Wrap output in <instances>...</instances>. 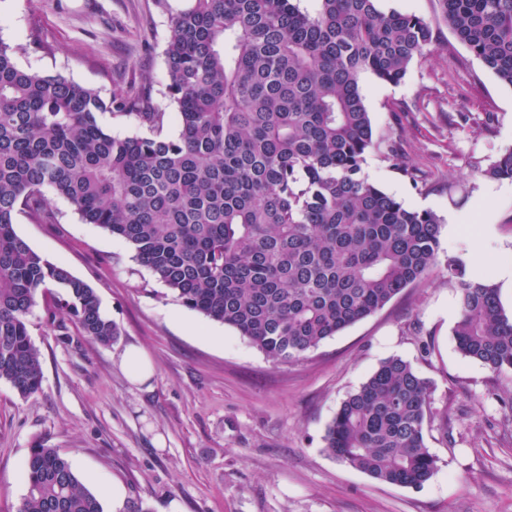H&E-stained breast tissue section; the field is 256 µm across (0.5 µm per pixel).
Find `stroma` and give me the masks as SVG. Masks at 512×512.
Here are the masks:
<instances>
[{
    "label": "stroma",
    "instance_id": "stroma-1",
    "mask_svg": "<svg viewBox=\"0 0 512 512\" xmlns=\"http://www.w3.org/2000/svg\"><path fill=\"white\" fill-rule=\"evenodd\" d=\"M181 0H0V40L27 70L62 75L103 98L113 135L151 136L138 113L170 111L164 50ZM433 29L430 52L396 85L363 74L377 150L365 177L405 206L443 220L436 266L382 310L276 364L231 327L183 306L123 240L83 223L50 195L55 219L17 214L16 233L44 259L87 282L119 329L101 346L50 319L29 317L42 390L20 397L0 381V512H17L29 450L58 448L110 512L113 494L145 512H512V375L457 349L458 296L448 262L494 270L512 262V189L479 208L485 170L512 149V87L502 84L437 18L436 0H379ZM396 148L398 160L387 157ZM413 175H405V168ZM487 225L474 255L455 225ZM153 366L145 384L118 364L127 346ZM399 357L431 381L425 442L433 476L420 488L377 481L330 456L324 436L341 403Z\"/></svg>",
    "mask_w": 512,
    "mask_h": 512
}]
</instances>
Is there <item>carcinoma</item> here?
I'll list each match as a JSON object with an SVG mask.
<instances>
[{
  "mask_svg": "<svg viewBox=\"0 0 512 512\" xmlns=\"http://www.w3.org/2000/svg\"><path fill=\"white\" fill-rule=\"evenodd\" d=\"M438 15L512 87V0H436ZM433 42L415 14L379 0H187L165 48L166 113L139 112L150 137H116L101 116L128 107L61 75L21 68L0 41V380L38 393L43 369L29 315L37 295L101 345L119 331L94 290L36 253L14 229L53 221L44 190L135 250L185 307L235 329L278 364L299 361L382 309L436 264L439 216L406 207L362 175L378 144L360 86L399 83ZM484 175L512 179V150ZM459 352L512 370V316L484 271L448 260ZM60 291L53 293L48 286ZM432 387L389 358L327 426L339 462L419 488L436 469L425 444ZM18 512H104L70 460L30 449Z\"/></svg>",
  "mask_w": 512,
  "mask_h": 512,
  "instance_id": "1",
  "label": "carcinoma"
}]
</instances>
